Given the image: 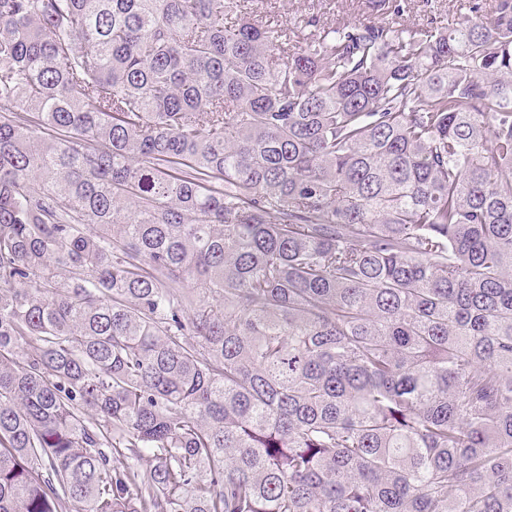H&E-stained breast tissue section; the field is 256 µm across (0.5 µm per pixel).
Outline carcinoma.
Segmentation results:
<instances>
[{"label":"carcinoma","instance_id":"carcinoma-1","mask_svg":"<svg viewBox=\"0 0 512 512\" xmlns=\"http://www.w3.org/2000/svg\"><path fill=\"white\" fill-rule=\"evenodd\" d=\"M239 7L0 0V512H512V0ZM245 3L239 17H253L255 12H262L270 22L280 23L307 20L311 16L320 17L321 21L339 19L358 24L369 20L390 22L391 16L385 11L373 10L372 0H253ZM262 1V2H261ZM371 1V2H369ZM251 8V9H250ZM254 11V13H252ZM409 10L404 14L405 24H424L452 28L462 19L467 9L460 10L459 0H409Z\"/></svg>","mask_w":512,"mask_h":512}]
</instances>
